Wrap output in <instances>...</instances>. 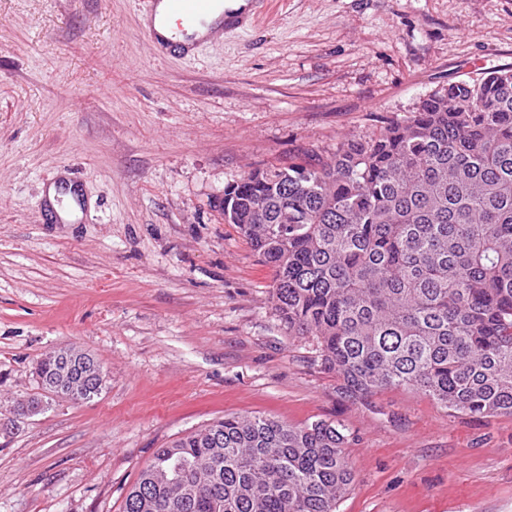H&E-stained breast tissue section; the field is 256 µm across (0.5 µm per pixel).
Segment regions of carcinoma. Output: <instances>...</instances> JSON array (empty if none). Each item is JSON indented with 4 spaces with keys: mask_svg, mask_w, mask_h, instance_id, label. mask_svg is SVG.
<instances>
[{
    "mask_svg": "<svg viewBox=\"0 0 512 512\" xmlns=\"http://www.w3.org/2000/svg\"><path fill=\"white\" fill-rule=\"evenodd\" d=\"M224 221L274 272L281 320L318 338L340 393L412 388L512 416V71L423 100L326 160L224 188ZM81 375L45 354L39 382ZM343 424L226 415L157 451L123 512H335L352 483Z\"/></svg>",
    "mask_w": 512,
    "mask_h": 512,
    "instance_id": "carcinoma-1",
    "label": "carcinoma"
}]
</instances>
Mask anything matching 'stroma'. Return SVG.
Listing matches in <instances>:
<instances>
[{"label":"stroma","instance_id":"obj_1","mask_svg":"<svg viewBox=\"0 0 512 512\" xmlns=\"http://www.w3.org/2000/svg\"><path fill=\"white\" fill-rule=\"evenodd\" d=\"M143 0H0V403L61 347L109 373L0 428V512H121L158 449L227 414L342 423L336 512H512V416L337 391L217 205L250 171L376 137L512 70V0H265L174 58ZM82 199L58 223L49 186Z\"/></svg>","mask_w":512,"mask_h":512}]
</instances>
